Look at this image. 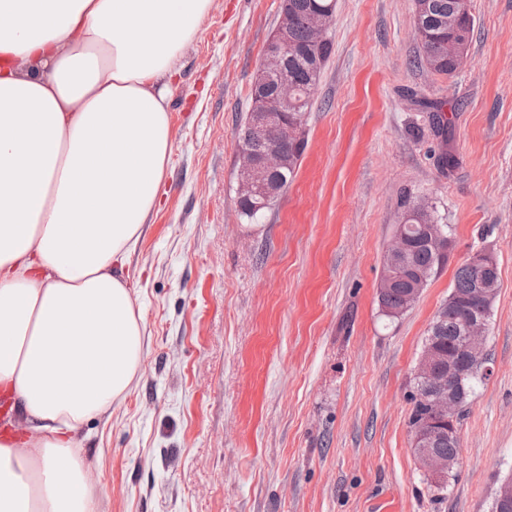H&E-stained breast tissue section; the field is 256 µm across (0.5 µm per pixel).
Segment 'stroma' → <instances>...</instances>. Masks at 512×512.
I'll return each instance as SVG.
<instances>
[{"mask_svg":"<svg viewBox=\"0 0 512 512\" xmlns=\"http://www.w3.org/2000/svg\"><path fill=\"white\" fill-rule=\"evenodd\" d=\"M279 10L212 0L180 60L164 193L124 265L143 358L82 442L100 512H491L512 474V0H472L469 56L449 79L417 63L412 0H336L297 174L250 224L236 128ZM432 100L446 103L443 139ZM420 198L452 225L450 254L391 318L384 256ZM477 249L499 272L493 373L465 407L440 499L413 456V369Z\"/></svg>","mask_w":512,"mask_h":512,"instance_id":"obj_1","label":"stroma"}]
</instances>
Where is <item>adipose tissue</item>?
<instances>
[{
    "instance_id": "ef3b65f1",
    "label": "adipose tissue",
    "mask_w": 512,
    "mask_h": 512,
    "mask_svg": "<svg viewBox=\"0 0 512 512\" xmlns=\"http://www.w3.org/2000/svg\"><path fill=\"white\" fill-rule=\"evenodd\" d=\"M211 0H0V512H100L78 439L140 365L124 260L160 203L169 100Z\"/></svg>"
}]
</instances>
